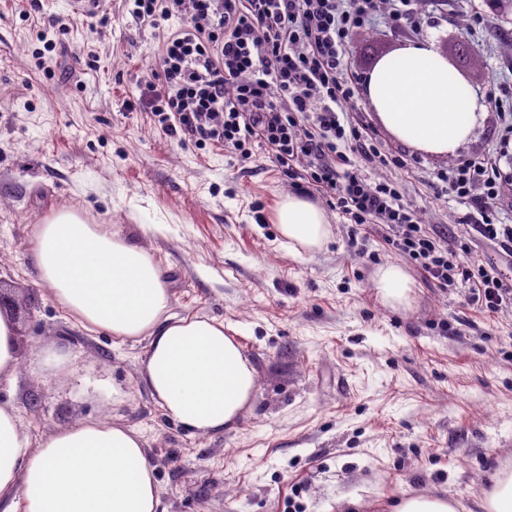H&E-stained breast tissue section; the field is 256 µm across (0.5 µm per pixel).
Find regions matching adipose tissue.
Masks as SVG:
<instances>
[{
  "label": "adipose tissue",
  "instance_id": "ef3b65f1",
  "mask_svg": "<svg viewBox=\"0 0 512 512\" xmlns=\"http://www.w3.org/2000/svg\"><path fill=\"white\" fill-rule=\"evenodd\" d=\"M365 95L381 125L419 151L454 155L487 109L431 43L410 42L377 60ZM293 250L320 248L324 209L298 194L278 204ZM31 254L47 296L83 329L146 341L142 378L164 415L197 435L235 427L257 374L224 324L171 310L152 255L108 224L58 209L38 225ZM21 363L18 325L0 311V382ZM160 491L143 435L105 419L79 420L32 437L17 409L0 403V512H158Z\"/></svg>",
  "mask_w": 512,
  "mask_h": 512
}]
</instances>
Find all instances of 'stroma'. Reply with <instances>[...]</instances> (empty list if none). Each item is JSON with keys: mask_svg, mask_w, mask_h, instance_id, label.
I'll return each mask as SVG.
<instances>
[{"mask_svg": "<svg viewBox=\"0 0 512 512\" xmlns=\"http://www.w3.org/2000/svg\"><path fill=\"white\" fill-rule=\"evenodd\" d=\"M425 41L447 50L488 105L481 128L452 156L395 139L365 96L353 117L387 153L412 168H379L398 180L424 222L471 240L477 257L497 250L460 221L468 205L444 195L437 173L501 154L496 218L512 224V136L493 102L512 92V6L429 0ZM72 18L67 33L49 20ZM174 17L154 28L126 0H0V281L28 305L19 328L15 385L0 384L32 436L81 419L109 418L140 431L156 467L159 512H382L402 494L443 495L457 512H481L491 475L512 467V305H472L467 284L443 289L391 252L386 229L353 232L328 211L329 240L294 254L274 222L290 193L263 149L244 159L198 149L128 109ZM46 33L56 44L47 52ZM385 15L353 32L351 69L368 73L403 45ZM76 208L146 248L171 284L172 310L223 321L257 371L236 427L207 437L167 419L141 377L144 343L85 331L44 294L31 261L37 224ZM401 265L413 288L391 305L376 269ZM64 347L71 374L44 385L46 348Z\"/></svg>", "mask_w": 512, "mask_h": 512, "instance_id": "stroma-1", "label": "stroma"}]
</instances>
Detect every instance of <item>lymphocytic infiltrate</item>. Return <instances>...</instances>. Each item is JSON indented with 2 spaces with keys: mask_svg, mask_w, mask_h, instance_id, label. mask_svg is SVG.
<instances>
[{
  "mask_svg": "<svg viewBox=\"0 0 512 512\" xmlns=\"http://www.w3.org/2000/svg\"><path fill=\"white\" fill-rule=\"evenodd\" d=\"M134 18L152 25L178 16L182 25L158 50L159 81L138 106L170 137L221 145L251 157L266 150L294 189L317 192L347 223L387 226L393 252L440 288L468 283L473 304L490 312L512 304V282L496 267L462 263L445 233L423 224L396 181H372L367 169L409 168L382 153L375 134L348 110L365 78L349 68L351 33L381 11L411 29L415 0H132ZM357 154L361 165L351 164ZM498 156L454 164L438 179L472 209L465 221L512 264V224L494 221Z\"/></svg>",
  "mask_w": 512,
  "mask_h": 512,
  "instance_id": "1",
  "label": "lymphocytic infiltrate"
}]
</instances>
